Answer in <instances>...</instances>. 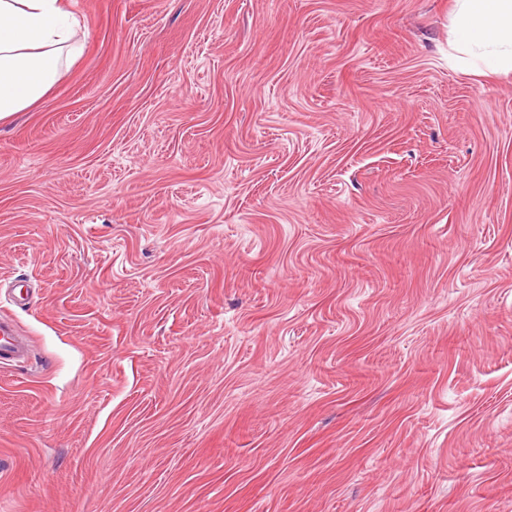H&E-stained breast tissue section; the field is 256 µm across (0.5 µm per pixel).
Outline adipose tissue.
Returning a JSON list of instances; mask_svg holds the SVG:
<instances>
[{
	"label": "adipose tissue",
	"instance_id": "obj_1",
	"mask_svg": "<svg viewBox=\"0 0 512 512\" xmlns=\"http://www.w3.org/2000/svg\"><path fill=\"white\" fill-rule=\"evenodd\" d=\"M453 48L476 74L512 72V0H456ZM84 50L68 0H0V122L32 108Z\"/></svg>",
	"mask_w": 512,
	"mask_h": 512
}]
</instances>
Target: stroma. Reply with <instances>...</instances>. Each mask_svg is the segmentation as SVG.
Listing matches in <instances>:
<instances>
[{
  "instance_id": "obj_1",
  "label": "stroma",
  "mask_w": 512,
  "mask_h": 512,
  "mask_svg": "<svg viewBox=\"0 0 512 512\" xmlns=\"http://www.w3.org/2000/svg\"><path fill=\"white\" fill-rule=\"evenodd\" d=\"M0 124V512H512V74L455 0H72ZM28 355V344L16 325L4 312L0 313V363L18 362Z\"/></svg>"
}]
</instances>
